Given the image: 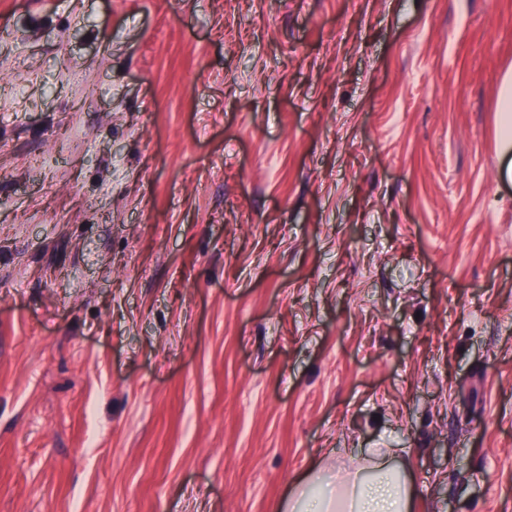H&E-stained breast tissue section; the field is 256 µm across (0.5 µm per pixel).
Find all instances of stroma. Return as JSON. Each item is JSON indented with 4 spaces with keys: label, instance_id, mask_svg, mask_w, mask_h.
Returning a JSON list of instances; mask_svg holds the SVG:
<instances>
[{
    "label": "stroma",
    "instance_id": "obj_1",
    "mask_svg": "<svg viewBox=\"0 0 512 512\" xmlns=\"http://www.w3.org/2000/svg\"><path fill=\"white\" fill-rule=\"evenodd\" d=\"M510 70L512 0H0V512H512ZM498 124V139L504 158L507 159L512 151V80L510 76L504 77L501 85V104ZM417 496L405 467L375 457L335 474L314 469L288 491L281 512H416Z\"/></svg>",
    "mask_w": 512,
    "mask_h": 512
}]
</instances>
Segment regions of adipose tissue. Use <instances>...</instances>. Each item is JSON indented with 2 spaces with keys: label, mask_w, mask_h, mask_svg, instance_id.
<instances>
[{
  "label": "adipose tissue",
  "mask_w": 512,
  "mask_h": 512,
  "mask_svg": "<svg viewBox=\"0 0 512 512\" xmlns=\"http://www.w3.org/2000/svg\"><path fill=\"white\" fill-rule=\"evenodd\" d=\"M418 492L405 467L377 457L360 466L314 469L289 490L283 512H415Z\"/></svg>",
  "instance_id": "ef3b65f1"
}]
</instances>
